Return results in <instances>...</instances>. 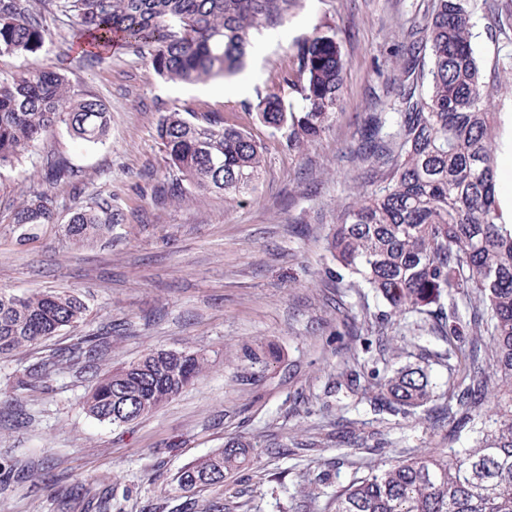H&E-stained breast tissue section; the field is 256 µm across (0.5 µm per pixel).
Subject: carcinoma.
<instances>
[{"mask_svg":"<svg viewBox=\"0 0 512 512\" xmlns=\"http://www.w3.org/2000/svg\"><path fill=\"white\" fill-rule=\"evenodd\" d=\"M75 18L74 36L97 44L122 42L145 56L152 73L193 83L240 72L254 33L282 24L298 0H55ZM491 26L512 42V11L483 0ZM473 0H433L424 23L406 32L399 68L403 86L392 111L373 112L359 153L380 168L374 189L344 207L327 235V251L369 288L392 315L435 322L454 349L457 389L432 407L434 384L425 366H399L377 383L374 408L411 417L422 408L433 428L446 429V448H426L336 491L327 512H512V224L504 219L495 180L496 113L489 104L512 88V53L486 67L473 42ZM51 31L33 0H0V54L37 53ZM345 63L332 36L296 45L285 81L299 110L275 92L258 99L255 116L300 148L320 137L341 106ZM65 124L88 143L109 128L106 105L76 94L58 72L34 69L0 77V170L14 165L43 132ZM173 178L157 185L156 202L181 196L182 183L238 198L251 193L264 167V146L213 112L163 114L157 125ZM47 187L27 192L12 223L49 224L57 198L49 186L80 182L61 159L43 164ZM118 221L112 197L94 196L67 232L88 240ZM468 298L469 322L453 293ZM87 307L67 292L0 291V355L74 327ZM486 340L468 347L457 338L467 325ZM106 342L86 336L65 352L73 364L96 360ZM54 362L30 366L19 381L45 383ZM205 359L192 350L150 351L100 378L84 402L101 423L124 426L193 385ZM495 380L507 401L489 396ZM252 443L232 437L224 447L180 472L178 488L221 487L248 466Z\"/></svg>","mask_w":512,"mask_h":512,"instance_id":"1","label":"carcinoma"}]
</instances>
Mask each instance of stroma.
Wrapping results in <instances>:
<instances>
[{
  "label": "stroma",
  "mask_w": 512,
  "mask_h": 512,
  "mask_svg": "<svg viewBox=\"0 0 512 512\" xmlns=\"http://www.w3.org/2000/svg\"><path fill=\"white\" fill-rule=\"evenodd\" d=\"M432 0H301L286 38L249 54L215 97L212 80L186 84L150 73L129 48L89 57L75 44L72 19L38 0L52 32L34 54H0V74L34 68L64 75L76 92L109 109L105 143L71 136L65 125L43 135L0 171V290L70 291L89 308L77 327L0 356V512H324L337 487L447 442L426 420L376 412V380L387 370L428 360L440 399L457 383L455 363L434 359L444 344L401 320L386 349L365 347L363 331L387 307L338 276L326 238L342 207L365 189L368 162L354 151L372 112L386 111L402 75L403 33L423 21ZM335 37L346 62L343 104L321 137L299 149L255 119L258 96L300 99L284 82L295 41ZM213 112L266 146L256 190L229 200L185 189L160 205L153 187L169 175L157 137L164 112ZM500 129L496 182L512 216V93L490 106ZM53 154L79 171L78 188L56 189L52 223L27 229L11 213L41 180ZM122 215L87 243L67 226L96 195ZM81 336L109 348L90 369L57 362L48 383L21 389L28 366ZM190 348L207 367L194 385L158 410L115 428L90 417L83 401L96 381L151 350ZM356 386H345L347 374ZM381 434V448L340 438ZM246 436L259 459L217 490L184 492L179 473Z\"/></svg>",
  "instance_id": "obj_1"
}]
</instances>
